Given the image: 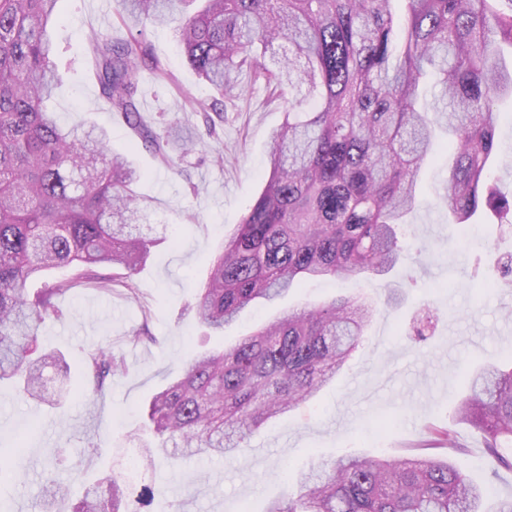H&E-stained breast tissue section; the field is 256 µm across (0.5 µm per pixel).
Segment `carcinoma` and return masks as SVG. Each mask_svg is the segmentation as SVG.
<instances>
[{"instance_id":"1","label":"carcinoma","mask_w":512,"mask_h":512,"mask_svg":"<svg viewBox=\"0 0 512 512\" xmlns=\"http://www.w3.org/2000/svg\"><path fill=\"white\" fill-rule=\"evenodd\" d=\"M59 0H0V382L22 401L51 405L44 369L64 373L65 357L39 348L40 326L60 317L56 295L85 284L103 293L126 288L145 306L132 276L156 240L133 233L153 201L136 190L142 174L112 150L104 128L64 127L48 102L61 88L49 31ZM129 36L94 33L92 53L103 102L160 162L196 147L193 131L157 133L140 115L139 85L148 25L174 28L187 62L221 99L236 103L263 84L287 100L273 132L270 171L255 202L224 237L195 310L221 335L258 301L273 302L307 279L374 280L392 271L400 237L422 201L418 180L436 131L447 132L453 164L445 195L450 224L470 223L484 207L512 203L489 194L496 151V103L512 98V7L500 0H121ZM276 40L288 46L265 63ZM248 76L247 86L239 82ZM442 97H423L430 80ZM73 276L30 295L53 268ZM106 267L126 270L120 276ZM365 293L307 304L221 349L191 350L179 378L152 399L153 439L137 462L153 467L189 454L231 458L270 419L308 402L342 371L376 315ZM122 354L98 346L85 354L89 394L102 397L126 371ZM484 436L490 459L512 441V367H487L453 408ZM431 455H346L286 477L266 512H512V497L484 508L486 489L448 460L462 453L455 430L426 427ZM22 467L0 449V480ZM122 473L83 484L70 512H141L151 490ZM69 485L48 482L41 512H55Z\"/></svg>"}]
</instances>
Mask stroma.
<instances>
[{
    "instance_id": "1",
    "label": "stroma",
    "mask_w": 512,
    "mask_h": 512,
    "mask_svg": "<svg viewBox=\"0 0 512 512\" xmlns=\"http://www.w3.org/2000/svg\"><path fill=\"white\" fill-rule=\"evenodd\" d=\"M118 0H59L54 26L62 88L52 102L67 124L94 123L110 135L114 151L131 152L144 173L138 187L153 197L149 222L159 243L133 279L144 292L150 319L125 298L122 286L104 295L92 288L59 294L62 318L41 329L44 350L64 354L69 382L87 385L83 359L100 344L124 355L127 369L114 376L104 397L67 401L63 407L19 401L14 385L0 384V446L26 435L19 475L0 488V512H37L42 486L75 476L95 481L121 472L128 449L146 437L150 400L178 377L190 349L219 348L258 324L309 301L368 291L379 312L336 379L312 402L272 419L232 458L184 456L146 472L154 499L147 512H264L284 490L282 474L306 469L313 459L347 453L399 457L418 446L428 425H452L466 451L455 465L491 495L512 494V471L490 463L480 433L452 420V406L468 391L471 373L487 364L512 361V288H498L487 275L496 257L512 252V220L484 208L466 246L448 225L444 186L452 163L443 142L420 173L421 208L402 237L403 260L390 275V288L365 289L353 280L309 283L273 304L246 309L220 336L207 335L193 309L209 273L213 253L259 196L270 170L271 133L283 121L281 107L262 88L224 111L223 130L211 138L191 102L211 104L214 91L201 84L186 63L171 28L147 27L142 40L174 82L144 69L141 115L155 131L173 124L196 129L195 150L162 165L135 142L123 118L103 103L89 39L98 31L115 38L128 31ZM493 183L512 197V102L503 101ZM148 323L155 345L133 342L130 334ZM389 418L380 429L374 422Z\"/></svg>"
}]
</instances>
